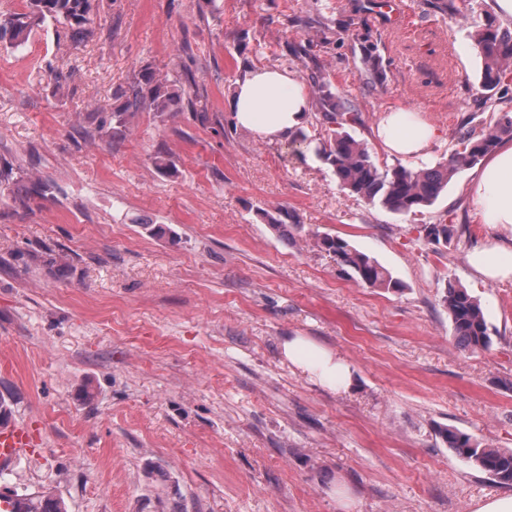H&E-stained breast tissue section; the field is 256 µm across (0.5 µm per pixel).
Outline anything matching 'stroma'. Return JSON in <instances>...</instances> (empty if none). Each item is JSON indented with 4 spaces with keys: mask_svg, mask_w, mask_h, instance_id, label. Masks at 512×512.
<instances>
[{
    "mask_svg": "<svg viewBox=\"0 0 512 512\" xmlns=\"http://www.w3.org/2000/svg\"><path fill=\"white\" fill-rule=\"evenodd\" d=\"M373 0H95L90 36L44 24L0 37V396L36 444L0 471V501L52 494L67 512H471L512 485L460 459L454 428L512 450V282L466 262L489 233L466 196L472 168L415 216L340 187L312 145L316 118L278 140L238 128L236 81L258 66L327 83L371 138L386 111L437 126L427 161L478 109L482 61L461 0H409L398 29ZM373 53L381 69L365 64ZM177 81V116L142 111L116 140L100 113L144 67ZM67 73L58 84L55 71ZM170 161L158 168L157 154ZM36 196L15 210L13 189ZM288 210L287 236L265 217ZM452 225L448 243L424 237ZM374 257L396 289L357 283L318 247ZM478 299L488 348L461 347L442 297ZM305 336L353 364L334 393L294 372ZM92 400H84V390Z\"/></svg>",
    "mask_w": 512,
    "mask_h": 512,
    "instance_id": "stroma-1",
    "label": "stroma"
}]
</instances>
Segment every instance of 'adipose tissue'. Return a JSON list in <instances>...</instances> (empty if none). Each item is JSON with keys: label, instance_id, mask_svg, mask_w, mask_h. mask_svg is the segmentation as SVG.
<instances>
[{"label": "adipose tissue", "instance_id": "obj_1", "mask_svg": "<svg viewBox=\"0 0 512 512\" xmlns=\"http://www.w3.org/2000/svg\"><path fill=\"white\" fill-rule=\"evenodd\" d=\"M231 109L238 127L274 139L305 122L309 101L293 73L261 67L237 80ZM375 136L388 154L409 158L425 154L436 130L419 112L400 108L383 115ZM468 195L480 223L493 230L491 238L468 251L472 272L486 282H512V141L490 156ZM280 348L289 366L315 384L334 392L351 388L354 368L339 353L303 336L285 337Z\"/></svg>", "mask_w": 512, "mask_h": 512}]
</instances>
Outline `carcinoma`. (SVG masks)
Masks as SVG:
<instances>
[{
  "mask_svg": "<svg viewBox=\"0 0 512 512\" xmlns=\"http://www.w3.org/2000/svg\"><path fill=\"white\" fill-rule=\"evenodd\" d=\"M92 0H28V11L0 19V33L10 32L11 39L24 43L28 29L48 21L64 26L72 43L78 44L91 33ZM461 17L475 28V43L483 59L481 87L487 95L480 100L483 109L499 113L492 125L471 128L460 135L444 161L422 162L415 168L400 164H379L367 147L345 131L360 121L350 101L324 92L317 97V110L322 112L324 140L316 152L332 166L342 189L371 204L401 215H415L431 206L459 170L475 165L490 153L505 136L512 137V108L492 91L512 84V30H500L490 23L481 24L470 14ZM185 90L176 82L163 79L149 67L142 69L124 92L123 106L100 113L95 132L103 136L112 131L125 132L130 119L142 110L172 115L181 109ZM426 238L438 243L452 237L446 224H429ZM317 245L332 252L338 264L349 269L355 280L374 288H397L390 272L373 257L355 249L342 239L329 235L317 239ZM444 305L451 318L454 335L465 348L486 347L488 326L478 299L465 289L448 286ZM442 437L469 465L485 472L500 483L512 485V450L482 446L469 435L446 428ZM11 512H66L64 502L50 494L37 498L20 496L12 502Z\"/></svg>",
  "mask_w": 512,
  "mask_h": 512,
  "instance_id": "1",
  "label": "carcinoma"
}]
</instances>
